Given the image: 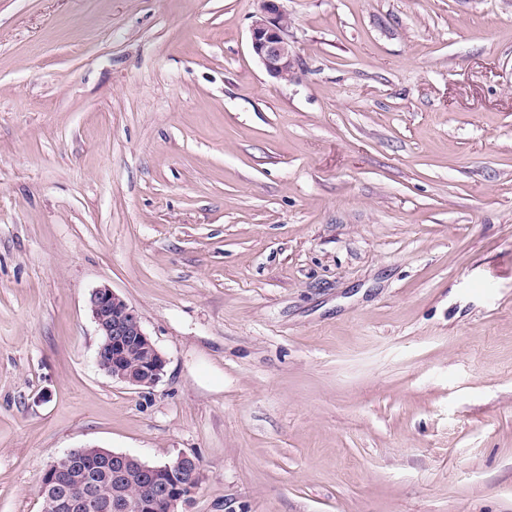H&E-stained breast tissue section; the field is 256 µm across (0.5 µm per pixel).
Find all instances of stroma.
I'll list each match as a JSON object with an SVG mask.
<instances>
[{"label": "stroma", "instance_id": "1", "mask_svg": "<svg viewBox=\"0 0 512 512\" xmlns=\"http://www.w3.org/2000/svg\"><path fill=\"white\" fill-rule=\"evenodd\" d=\"M0 0V512L65 452L180 512H512V0ZM108 286L166 359L95 364ZM282 1L261 0L249 28V39L254 56L268 75L288 82L294 77L297 52L294 42L288 38L291 19ZM120 480L123 481L125 497L131 503L136 502V500H142L147 493L149 478L147 475H142L135 467H125L123 469V477ZM203 479L200 476V482L197 487H192L188 483L177 482L174 479L171 482L162 483L154 487L155 500L169 503L170 512H178L179 504L188 502L199 488Z\"/></svg>", "mask_w": 512, "mask_h": 512}]
</instances>
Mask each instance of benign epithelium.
Wrapping results in <instances>:
<instances>
[{
  "instance_id": "benign-epithelium-1",
  "label": "benign epithelium",
  "mask_w": 512,
  "mask_h": 512,
  "mask_svg": "<svg viewBox=\"0 0 512 512\" xmlns=\"http://www.w3.org/2000/svg\"><path fill=\"white\" fill-rule=\"evenodd\" d=\"M290 25L282 0H261L249 28L254 56L270 77L286 82L294 77L297 59L294 42L288 38ZM88 307L99 335L106 337L96 353L99 369L116 381L154 386L163 374L166 360L145 332L137 311L107 286L92 291ZM44 478L45 488L62 487L58 464L49 465ZM196 491L188 483L173 480L155 486L154 498L169 503V512H178V505L188 502ZM98 502V488L87 482L64 488L58 507L62 512H92Z\"/></svg>"
}]
</instances>
